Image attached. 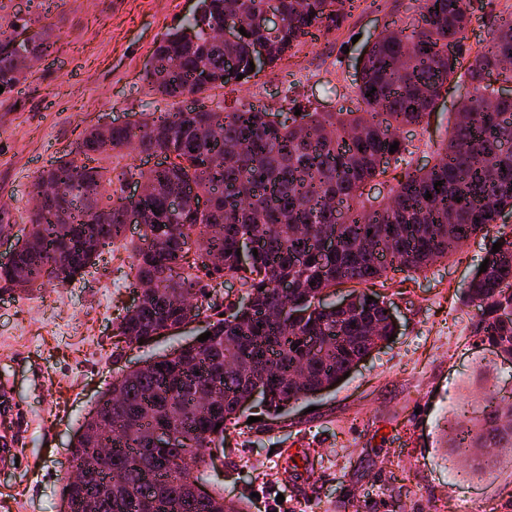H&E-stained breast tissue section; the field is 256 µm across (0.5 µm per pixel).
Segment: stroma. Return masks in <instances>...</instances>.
I'll return each instance as SVG.
<instances>
[{"label":"stroma","mask_w":512,"mask_h":512,"mask_svg":"<svg viewBox=\"0 0 512 512\" xmlns=\"http://www.w3.org/2000/svg\"><path fill=\"white\" fill-rule=\"evenodd\" d=\"M199 0H0V16L29 18L54 48L0 105V211L10 240L29 226L34 183L71 159L86 130L133 124L170 105L144 73L165 33ZM512 17V0H481L466 46L483 47L493 26ZM419 20L417 0H354L340 29L314 30L274 68L216 90L224 111L252 103L271 111L313 106L356 109V82L369 45L386 29ZM464 90L445 86L422 126L401 130L408 151L369 182L366 200L386 196L394 176L433 164ZM489 241L476 236L419 272L388 271L378 289L397 321L384 342L334 388L287 415L229 428L211 453L206 489L243 501L248 512H512V454L503 448L458 457L450 427L465 401L485 389L512 397V361L475 335L477 307L466 287ZM130 263L104 252L82 278L24 293L0 289V381L18 411L13 429L33 475L0 470V512H58L65 482L57 466L78 425L118 373L200 335L199 317L139 346L121 342L120 318L135 300ZM294 455L297 468L284 454Z\"/></svg>","instance_id":"35a3bbf8"}]
</instances>
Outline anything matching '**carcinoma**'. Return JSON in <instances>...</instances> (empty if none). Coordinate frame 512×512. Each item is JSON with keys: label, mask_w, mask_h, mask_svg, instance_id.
<instances>
[{"label": "carcinoma", "mask_w": 512, "mask_h": 512, "mask_svg": "<svg viewBox=\"0 0 512 512\" xmlns=\"http://www.w3.org/2000/svg\"><path fill=\"white\" fill-rule=\"evenodd\" d=\"M266 2L200 0L196 14L164 35L151 54L156 69L145 71V80L176 111L150 113L138 128L114 126L106 136L85 132L75 148L84 163L60 161L37 178L35 192L51 182L57 194L30 213L32 245L13 268L0 269L9 290L64 285L96 264L91 242L123 245L132 285L141 292L139 307L117 325L126 343L145 344L162 329L187 325L204 312L199 299L206 289L228 278L239 280L252 300L249 308L225 304L224 317L209 324L208 340L181 344L115 377L76 429L72 465L100 448L112 449V456L93 481L70 488L74 512H121L117 505L131 498L139 512H246L219 492L193 493L206 454L224 447L227 426L245 416L242 394L266 386L254 407L277 417V407L286 412L335 387L396 331L387 303L356 287L390 268L416 271L446 258L494 227L497 213L512 210V98L499 97L491 80L494 74L512 80L501 69L512 60L511 20L471 55L463 51L470 0H419L421 24L387 33L367 50L356 84L360 109L302 112L272 126L268 112L253 104L224 114L204 100L261 72L249 66L255 44L265 45L271 68L312 28L339 27L346 0H275L283 27L274 34L254 22ZM228 17L246 35L217 39L214 32ZM9 28L0 30L2 97L27 78L19 59L33 62L52 49L26 34V21ZM460 70L470 85L439 158L427 169L404 172L381 202L366 205L365 185L407 150L397 131L422 125ZM134 141L138 153L165 156L169 164L146 173L133 164L119 171L93 165L124 158ZM394 143L398 150L391 153ZM143 173L149 183L140 201L143 244H128L124 184ZM79 181L88 191L74 197L70 187ZM180 194L187 199L178 212L170 201ZM247 236L258 255L245 270L236 252ZM320 236L335 241L334 254L313 250L311 240ZM496 242L501 249L487 250L486 271L468 283L467 298L478 307L477 335L499 355L512 356V234L501 232ZM199 244L220 263L207 264ZM375 250L388 251L389 259L374 262ZM283 281L290 285L286 295ZM339 284L355 287L358 307L316 304ZM285 303L295 316L281 320L277 309ZM312 336L321 341L314 355L306 342ZM481 413L491 429L457 425L451 447L512 449V426L499 424L512 415V404L487 394ZM156 429L172 432L169 447L153 442Z\"/></svg>", "instance_id": "cac0c4a2"}]
</instances>
